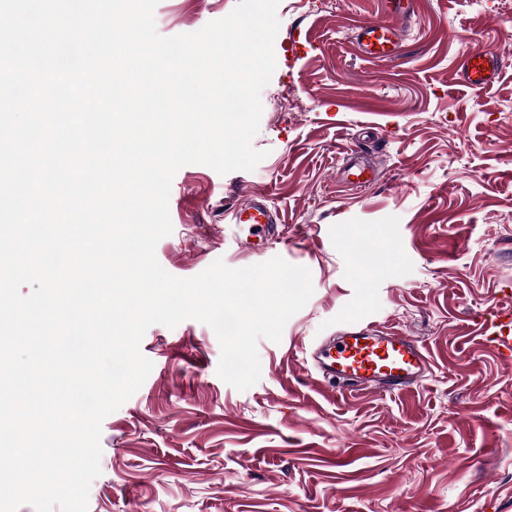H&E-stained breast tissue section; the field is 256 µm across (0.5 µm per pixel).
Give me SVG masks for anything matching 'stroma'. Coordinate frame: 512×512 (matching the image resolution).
<instances>
[{"label": "stroma", "instance_id": "1", "mask_svg": "<svg viewBox=\"0 0 512 512\" xmlns=\"http://www.w3.org/2000/svg\"><path fill=\"white\" fill-rule=\"evenodd\" d=\"M237 0H159L169 37L223 18ZM398 20L401 52L365 58L356 28L389 18L386 0H280L276 69L261 93L251 172L187 165L156 246L191 278L279 256L307 267L314 292L279 342L259 340V381L217 374L206 324L152 325L153 369L102 424L88 512H512V360L485 347L470 311L512 285V0H417ZM308 47L285 64L293 30ZM504 60L499 79L463 86L460 57ZM378 177L345 182L350 147ZM265 190L278 236L244 245L227 207ZM394 328L433 370L403 393L341 395L303 352L346 319Z\"/></svg>", "mask_w": 512, "mask_h": 512}]
</instances>
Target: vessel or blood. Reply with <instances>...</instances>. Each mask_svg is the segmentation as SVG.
I'll return each mask as SVG.
<instances>
[{
	"instance_id": "1",
	"label": "vessel or blood",
	"mask_w": 512,
	"mask_h": 512,
	"mask_svg": "<svg viewBox=\"0 0 512 512\" xmlns=\"http://www.w3.org/2000/svg\"><path fill=\"white\" fill-rule=\"evenodd\" d=\"M355 40L371 59H388L399 54L401 43L392 23H366L358 27ZM501 58L480 49L466 52L459 69L467 86L483 88L491 84L502 67ZM233 224H250L260 233H270L276 217L268 205V194L253 191L247 204L227 209ZM480 334L500 358L512 360V307L493 309L480 323ZM313 368L326 386L339 393H397L425 380L432 368L423 346L402 332L348 323L339 336L310 354Z\"/></svg>"
}]
</instances>
